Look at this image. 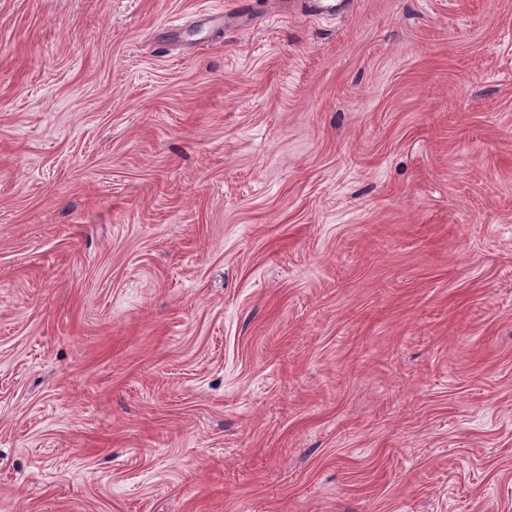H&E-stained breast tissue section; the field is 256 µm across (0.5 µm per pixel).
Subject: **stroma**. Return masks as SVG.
Masks as SVG:
<instances>
[{
  "label": "stroma",
  "instance_id": "1",
  "mask_svg": "<svg viewBox=\"0 0 512 512\" xmlns=\"http://www.w3.org/2000/svg\"><path fill=\"white\" fill-rule=\"evenodd\" d=\"M0 0V512H512V0Z\"/></svg>",
  "mask_w": 512,
  "mask_h": 512
}]
</instances>
